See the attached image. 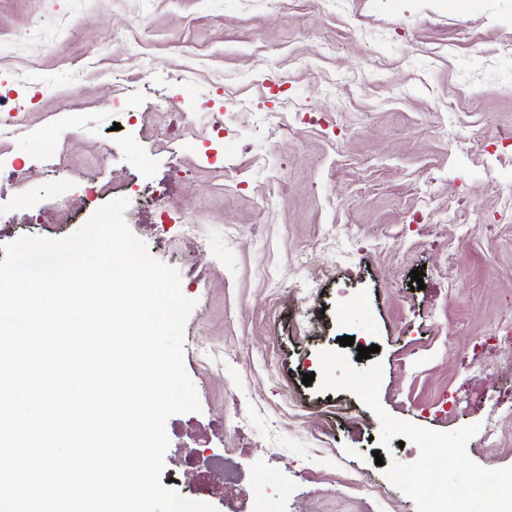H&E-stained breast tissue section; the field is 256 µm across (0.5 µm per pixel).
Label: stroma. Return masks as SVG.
Segmentation results:
<instances>
[{
  "label": "stroma",
  "mask_w": 512,
  "mask_h": 512,
  "mask_svg": "<svg viewBox=\"0 0 512 512\" xmlns=\"http://www.w3.org/2000/svg\"><path fill=\"white\" fill-rule=\"evenodd\" d=\"M54 20L52 44L29 38ZM0 94L26 123L0 140V259L81 228L93 186L129 199L130 230L196 303L183 362L200 408L166 422L163 486L217 512H417L385 466L418 446L375 460L377 416L302 382L339 349L381 363L396 419L500 421L499 445L479 433L467 454L512 466V350L492 339L512 311V224L494 220L512 188V0H0ZM205 101L243 105L222 136L183 118ZM49 130L51 163L31 146ZM163 210L194 216L197 242L158 235ZM264 474L268 497L244 501Z\"/></svg>",
  "instance_id": "stroma-1"
}]
</instances>
